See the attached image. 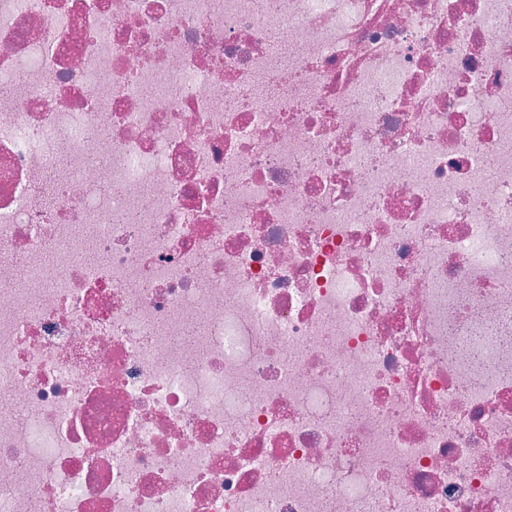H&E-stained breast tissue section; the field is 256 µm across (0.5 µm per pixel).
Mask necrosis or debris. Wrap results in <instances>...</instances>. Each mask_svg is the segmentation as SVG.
Here are the masks:
<instances>
[{
  "label": "necrosis or debris",
  "instance_id": "4bbe7bcc",
  "mask_svg": "<svg viewBox=\"0 0 512 512\" xmlns=\"http://www.w3.org/2000/svg\"><path fill=\"white\" fill-rule=\"evenodd\" d=\"M0 280V512H512V0H0Z\"/></svg>",
  "mask_w": 512,
  "mask_h": 512
}]
</instances>
